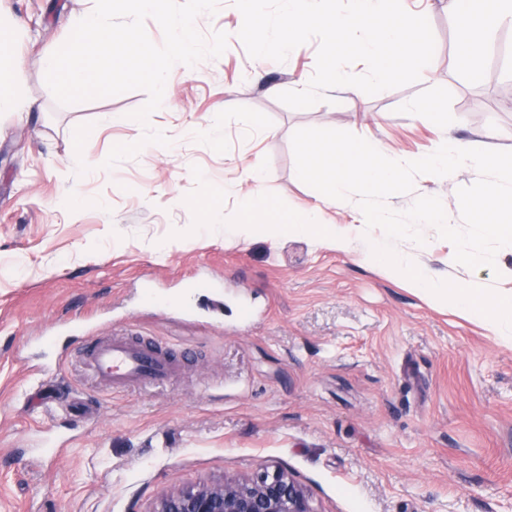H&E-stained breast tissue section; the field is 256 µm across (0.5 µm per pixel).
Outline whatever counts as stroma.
<instances>
[{"instance_id":"1","label":"stroma","mask_w":512,"mask_h":512,"mask_svg":"<svg viewBox=\"0 0 512 512\" xmlns=\"http://www.w3.org/2000/svg\"><path fill=\"white\" fill-rule=\"evenodd\" d=\"M403 6L428 18L437 68L293 109L277 95L308 84L317 40L282 63L250 58L234 0H219L195 25L207 38L227 33L225 52L193 73L171 70L144 127L129 118L144 91L62 105L45 83L41 60L85 0H0L22 23L34 102L0 111V512H152L164 492L274 465L307 486L316 512H512V338L366 261L383 231L366 228L356 198L324 205L296 173L291 137L309 127L390 156L423 157L448 135L512 151V26L473 72L459 63L447 0ZM148 128L170 146L104 168L112 146ZM478 177L468 166L420 175L386 204L436 196L458 227L457 190ZM256 190L271 203L256 223L317 210L351 249L230 238L196 206L214 197L238 224ZM421 232L424 244L395 247L422 271L512 293V247L495 268L471 269L435 228ZM48 334L63 364L45 377ZM91 336H149L184 365L166 388L115 394L82 357Z\"/></svg>"}]
</instances>
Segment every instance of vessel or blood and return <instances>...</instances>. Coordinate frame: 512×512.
<instances>
[{"mask_svg":"<svg viewBox=\"0 0 512 512\" xmlns=\"http://www.w3.org/2000/svg\"><path fill=\"white\" fill-rule=\"evenodd\" d=\"M86 359L101 382L115 392L163 387L182 365L175 352L140 336L94 340L86 350Z\"/></svg>","mask_w":512,"mask_h":512,"instance_id":"obj_1","label":"vessel or blood"}]
</instances>
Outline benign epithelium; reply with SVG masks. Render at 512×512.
Listing matches in <instances>:
<instances>
[{
	"label": "benign epithelium",
	"mask_w": 512,
	"mask_h": 512,
	"mask_svg": "<svg viewBox=\"0 0 512 512\" xmlns=\"http://www.w3.org/2000/svg\"><path fill=\"white\" fill-rule=\"evenodd\" d=\"M153 512H315L308 488L285 468L162 495Z\"/></svg>",
	"instance_id": "7a95c632"
}]
</instances>
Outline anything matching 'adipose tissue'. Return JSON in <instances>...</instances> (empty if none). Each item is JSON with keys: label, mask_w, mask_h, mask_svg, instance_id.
Instances as JSON below:
<instances>
[{"label": "adipose tissue", "mask_w": 512, "mask_h": 512, "mask_svg": "<svg viewBox=\"0 0 512 512\" xmlns=\"http://www.w3.org/2000/svg\"><path fill=\"white\" fill-rule=\"evenodd\" d=\"M448 11L459 26L458 54L467 69L479 70L485 58V45L493 32L512 26V0H448ZM21 24L0 17V111L23 110L28 100L23 93V74L13 51ZM319 226L312 211L293 212L272 224H228L225 232L235 235L312 234Z\"/></svg>", "instance_id": "1"}]
</instances>
